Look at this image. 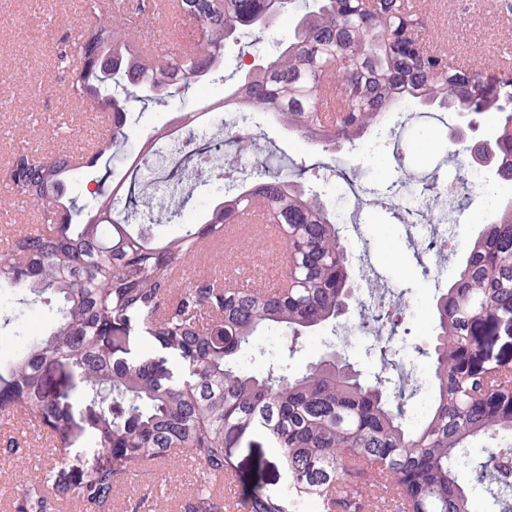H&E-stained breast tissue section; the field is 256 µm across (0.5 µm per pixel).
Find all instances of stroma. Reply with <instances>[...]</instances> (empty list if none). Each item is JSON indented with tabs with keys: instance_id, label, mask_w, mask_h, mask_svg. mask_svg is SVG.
<instances>
[{
	"instance_id": "1",
	"label": "stroma",
	"mask_w": 512,
	"mask_h": 512,
	"mask_svg": "<svg viewBox=\"0 0 512 512\" xmlns=\"http://www.w3.org/2000/svg\"><path fill=\"white\" fill-rule=\"evenodd\" d=\"M430 10L427 36L447 37L458 53L494 65L505 53L512 52V40L490 0H430ZM90 24L86 0H0V170L17 151L45 157L64 147L80 155L107 134L105 114L77 111L63 94L66 74L56 58L60 41L74 40ZM224 91L225 83L216 74L175 97L167 109H147L134 127L132 142H139L154 125L172 119L178 111L194 108L197 99L220 98ZM260 124L274 155L310 164L324 161V154L284 132L270 119H261ZM455 124L453 114H444L438 120L420 107L413 109L411 119L395 128L393 137L399 142L404 163L418 178L436 171L442 180L449 181L467 166L470 156L460 152L453 138ZM338 155L343 167L368 169L362 188L381 191L397 177L391 152L373 155L364 150L351 155L342 148ZM494 199H512V184L499 182L488 171L465 210L449 214L452 239L464 245L477 235L491 219L490 202ZM420 239L414 223H400L371 208L362 211L346 236L355 267L371 266L394 288H409V308L400 322L408 333L406 353L410 356L416 350L431 348L435 288L448 286L455 277V267L448 263L443 266V276L423 275V267L435 266L436 258L430 252L414 254L412 245ZM16 437L20 454L9 459L0 457V512H14L20 489L57 462L54 449L38 433L25 429ZM235 455L240 469L215 486L224 494L228 512H240L239 499L255 489L287 487L289 476L278 463V449L239 448ZM200 476L199 464L187 454L155 461L117 487L112 512H127L136 502L141 505L140 512H181Z\"/></svg>"
}]
</instances>
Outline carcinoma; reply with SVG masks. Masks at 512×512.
<instances>
[{
    "label": "carcinoma",
    "mask_w": 512,
    "mask_h": 512,
    "mask_svg": "<svg viewBox=\"0 0 512 512\" xmlns=\"http://www.w3.org/2000/svg\"><path fill=\"white\" fill-rule=\"evenodd\" d=\"M92 25L73 44L65 96L87 111L112 113V127L90 156L67 151L39 157L24 151L9 160L0 180L18 200L37 208L42 227L16 235L0 253V332L19 305L56 310L54 325L30 336L7 364L0 363V415L34 420L63 460L22 490L16 512H56L82 504L112 512L119 480L146 463L186 452L204 467L182 512H227L211 480L237 471L232 449L268 444L281 453L286 491L257 489L246 512H295L303 499L326 503L324 512H366L369 501L397 512H470L471 490L482 488L512 512V488L494 460L512 461V444L488 449L482 461L466 456L477 440L512 436V355L496 348L503 318L512 319V204L500 207L480 235L462 250L455 279L434 299V342L428 358L431 406L416 425L406 407L419 391L413 370L398 371L395 348L408 290L385 289L363 276L357 287L344 245L345 215L314 190L333 167L294 162L259 174L212 201L194 222L195 191L234 181L237 161L259 154L251 114H272L310 145L331 153L359 151L382 137L395 108L436 106L459 113L472 129L485 114L496 117L494 156L487 166L512 181V69L454 64L424 43L429 17L405 0H177L193 24L191 51L150 53L132 39L136 20L103 0H89ZM294 26L261 66L245 64L224 97L234 119L225 137L208 130L219 107L201 105L176 126L185 150L169 155L171 191H156L145 177L162 158L150 137L132 158L128 179L109 183L112 171L92 178L96 189L83 204L71 185L83 168L108 152L125 153L131 137L130 103L167 104L221 69L230 43H258L280 18ZM112 65L104 82L101 62ZM395 184L409 202L446 215L461 211L468 187L448 198L438 187L418 188L399 150ZM430 201L421 202L425 191ZM387 189L373 200L401 220L412 214ZM261 212L284 233L287 286L226 288L206 274L183 283L179 264ZM181 222L176 235L154 226ZM353 330L373 339L378 371L355 368L351 336L304 372L278 360L257 372L237 367L238 354L260 329H275L294 354L302 338L336 323L349 303ZM147 338L152 353L127 358L131 335ZM65 366L51 382L49 368ZM83 405L75 420L70 399ZM86 439L90 451L79 479L67 469V449ZM470 467L474 484L456 472Z\"/></svg>",
    "instance_id": "carcinoma-1"
}]
</instances>
